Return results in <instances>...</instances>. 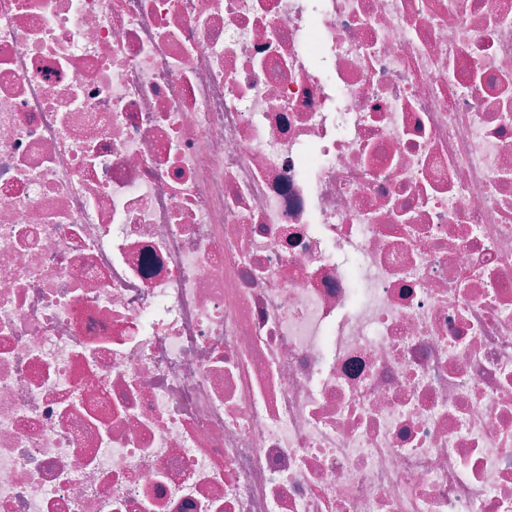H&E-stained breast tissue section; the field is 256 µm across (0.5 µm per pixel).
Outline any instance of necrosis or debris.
<instances>
[{"instance_id":"obj_1","label":"necrosis or debris","mask_w":512,"mask_h":512,"mask_svg":"<svg viewBox=\"0 0 512 512\" xmlns=\"http://www.w3.org/2000/svg\"><path fill=\"white\" fill-rule=\"evenodd\" d=\"M0 512H512V0H0Z\"/></svg>"}]
</instances>
